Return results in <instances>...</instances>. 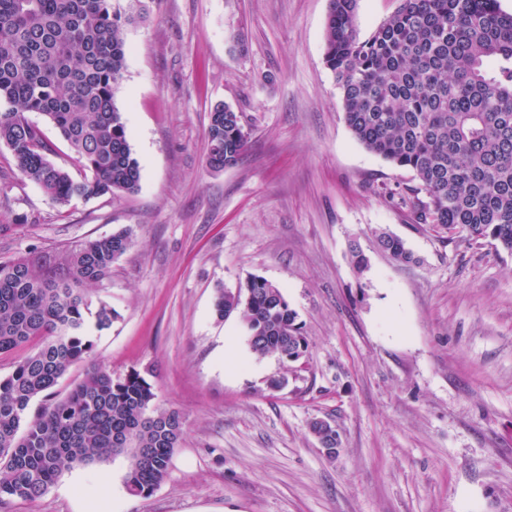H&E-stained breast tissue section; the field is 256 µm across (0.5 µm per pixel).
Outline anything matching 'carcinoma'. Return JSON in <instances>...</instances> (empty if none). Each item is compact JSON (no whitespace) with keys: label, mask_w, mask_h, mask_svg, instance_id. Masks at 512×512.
I'll list each match as a JSON object with an SVG mask.
<instances>
[{"label":"carcinoma","mask_w":512,"mask_h":512,"mask_svg":"<svg viewBox=\"0 0 512 512\" xmlns=\"http://www.w3.org/2000/svg\"><path fill=\"white\" fill-rule=\"evenodd\" d=\"M125 0H0V143L22 178L60 208L74 198L130 194L140 165L117 105L126 68V30L145 19ZM358 0H329L324 61L355 139L420 187L406 205L413 220L489 237L512 253V13L500 0H399L366 39ZM44 115L73 154L80 177L54 164L53 146L29 118ZM205 165L237 164L247 144L240 113L210 112ZM423 192L426 199L417 194ZM132 232L81 242L60 257L0 261V355L17 354L0 379V508L34 501L62 470L126 451L125 485L147 497L166 478L183 438L180 413L156 405L138 371L115 377L88 368L63 396L56 387L87 359V292L109 277ZM379 245L397 262L413 256L393 235ZM222 319L238 314L252 353L284 361L307 348L280 286L254 276L220 288ZM48 401L33 417L32 400Z\"/></svg>","instance_id":"obj_1"}]
</instances>
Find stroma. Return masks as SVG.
<instances>
[{
    "label": "stroma",
    "instance_id": "35a3bbf8",
    "mask_svg": "<svg viewBox=\"0 0 512 512\" xmlns=\"http://www.w3.org/2000/svg\"><path fill=\"white\" fill-rule=\"evenodd\" d=\"M117 104L137 191L58 209L0 144V260L51 258L131 229L87 294L91 358L150 371L184 436L149 497L126 455L64 469L8 512H512V254L415 223L413 173L369 152L324 61L329 0H146ZM241 112L234 167L206 169L210 110ZM402 238L414 259L377 245ZM368 259L357 271L349 246ZM279 285L308 341L255 357L217 289ZM119 317L96 325L99 305ZM282 380L272 388V380ZM324 418L341 439L326 456Z\"/></svg>",
    "mask_w": 512,
    "mask_h": 512
}]
</instances>
